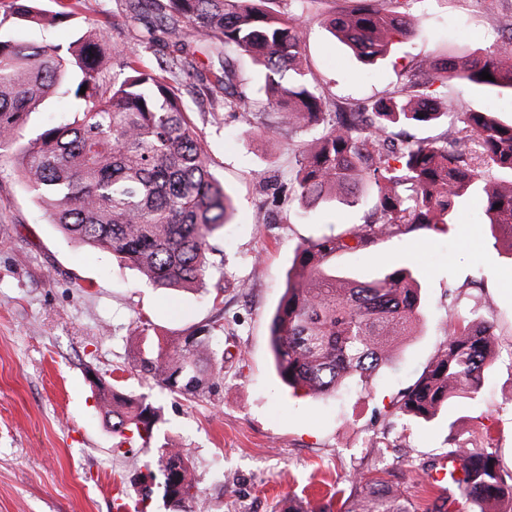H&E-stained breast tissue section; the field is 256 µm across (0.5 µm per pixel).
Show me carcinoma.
Segmentation results:
<instances>
[{"label":"carcinoma","mask_w":512,"mask_h":512,"mask_svg":"<svg viewBox=\"0 0 512 512\" xmlns=\"http://www.w3.org/2000/svg\"><path fill=\"white\" fill-rule=\"evenodd\" d=\"M37 2L0 0V151L12 154L27 189L67 238L136 269L154 288L206 287L214 268L212 242L224 237L234 208L175 86L189 65L186 47L160 56L131 51L116 74L109 44L94 24L64 51L3 33L12 23L51 25L73 13L70 0H57L59 10L51 15ZM314 2L166 0L158 22L170 28L189 24L198 42L232 48L261 67L265 102L258 112L234 83L229 60L207 77L209 92L224 93V109L247 114L260 135L295 127L315 132L308 147L296 152L288 197L306 209L354 208L367 194L374 200L373 219L295 251V279L288 280L272 319L278 376L318 399L349 385L365 386L392 366L398 342L413 335L422 317V286L408 268L389 266L373 280L342 282L326 271L337 252L450 224L480 182L487 224L512 248V123H500L492 111L445 105L435 88L459 79L512 92V31L489 53L463 62L424 56L397 94L357 112L308 78L292 9H309ZM354 2L324 23L363 65L372 66L389 55L395 37L412 33L410 0ZM484 71L492 79H482ZM61 86L79 101L78 110L45 126L35 141H23L31 114ZM444 108L457 112L458 127L434 142H397L389 132L394 125L434 123ZM265 113L274 114L275 122L260 120ZM490 170L509 177L489 186L484 174ZM448 295V339L392 399L398 416L434 420L455 399L476 398L496 367L494 324L456 316L462 287H448ZM210 333L204 325L177 346L141 358L139 372L186 400L214 392L223 383L224 355L210 347ZM95 387L115 451L156 442L160 407L105 380H96ZM442 459L448 460V482L426 512H496L512 504V476L493 452L456 439L421 471L430 474ZM156 465L163 499L176 502V512H193L199 490L186 454L162 443ZM388 474L379 469L352 476L336 484L325 502L290 498L288 512H416Z\"/></svg>","instance_id":"carcinoma-1"}]
</instances>
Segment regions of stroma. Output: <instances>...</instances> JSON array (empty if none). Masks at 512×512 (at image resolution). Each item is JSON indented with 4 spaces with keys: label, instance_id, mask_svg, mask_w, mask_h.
Instances as JSON below:
<instances>
[{
    "label": "stroma",
    "instance_id": "1",
    "mask_svg": "<svg viewBox=\"0 0 512 512\" xmlns=\"http://www.w3.org/2000/svg\"><path fill=\"white\" fill-rule=\"evenodd\" d=\"M72 2L70 19L48 29L19 22L12 36L65 48L90 19L118 62L137 47L163 0H149L137 19L129 0ZM349 4L316 0L299 22L311 80L361 111L399 91L424 55H483L512 31V0H411L414 34L368 69L322 24ZM163 39L189 51L193 67L179 90L235 208L215 242L220 271L204 290L152 287L136 270L67 239L18 180L10 156L0 157V512H114L115 479L152 459L149 448L114 453L90 370L160 407L158 438L173 441L192 464L194 512H282L285 497L327 496L358 472L420 467L458 434L494 452L512 473V253L494 246L480 209L458 213L447 233L418 230L338 253L330 271L340 279L369 280L387 265L414 270L424 320L400 342L397 364L366 388L323 401L293 392L276 373L270 332L295 249L363 223L372 207L307 210L294 200L273 206V194L296 170L295 149L311 132L247 134L244 115L226 111L223 94L201 93V74L218 68L220 57L196 43L186 25ZM444 94L512 120L511 94L463 81ZM468 279L479 285L465 288L458 310L492 322L499 349L480 399L458 398L432 423L382 415L446 342L448 287ZM139 321L144 329H136ZM205 324L224 355L216 394L186 400L135 371L146 350L172 347Z\"/></svg>",
    "mask_w": 512,
    "mask_h": 512
}]
</instances>
